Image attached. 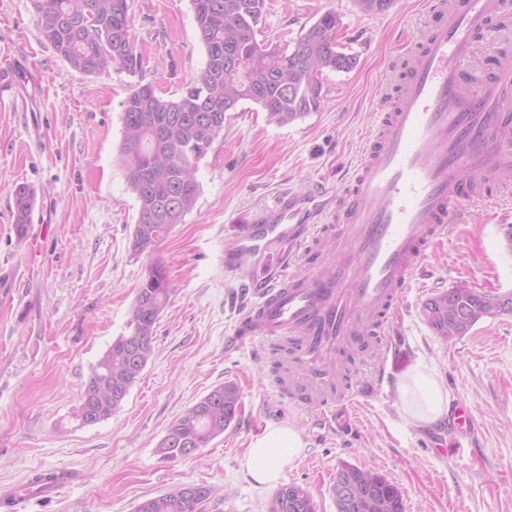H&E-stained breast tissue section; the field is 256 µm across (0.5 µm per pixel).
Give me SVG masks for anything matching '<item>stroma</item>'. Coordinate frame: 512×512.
I'll use <instances>...</instances> for the list:
<instances>
[{
  "instance_id": "obj_1",
  "label": "stroma",
  "mask_w": 512,
  "mask_h": 512,
  "mask_svg": "<svg viewBox=\"0 0 512 512\" xmlns=\"http://www.w3.org/2000/svg\"><path fill=\"white\" fill-rule=\"evenodd\" d=\"M128 5L140 70L87 76L44 42L30 0H0V68L13 70L28 101L24 112L0 106V494L21 493L23 512H135L147 498L203 483L213 489L206 512H267L275 490L254 482L242 460L267 427L289 425L304 448L279 484L303 486L316 512H336L331 486L343 463L396 484L406 512H512V314L483 319L449 343L421 314L428 297L460 280L512 291V251L503 244L512 198L474 208L425 257L389 324L399 360L381 372L359 369L376 392L361 400L356 430L318 426L277 388L273 356L231 343L254 301L248 275L224 271L240 218L286 190L344 189L368 152L378 98L396 94L404 80L391 61L406 39H418L426 0H396L371 15L355 0H267L258 40L285 46L333 11L357 65L325 73L321 108L294 124L269 122L249 101L228 113L199 163L192 210L139 256L131 250L138 203L118 161L121 104L139 83L176 98L204 67L205 48L190 0ZM21 184L34 191L41 216L23 239L13 217ZM156 263L171 292L153 355L109 419L81 424V387L126 332ZM418 364L474 416L459 447L444 453L432 443L447 439V421L424 427L402 412L397 381ZM228 381L240 391L237 420L195 457L165 459L158 445L172 422ZM39 471L63 473L53 494L29 492Z\"/></svg>"
}]
</instances>
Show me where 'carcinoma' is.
Wrapping results in <instances>:
<instances>
[{
	"mask_svg": "<svg viewBox=\"0 0 512 512\" xmlns=\"http://www.w3.org/2000/svg\"><path fill=\"white\" fill-rule=\"evenodd\" d=\"M43 40L75 71L98 75L114 66L134 71L135 53L128 0H31ZM395 0H356L364 14L389 11ZM205 47V67L181 94L166 99L150 83L135 85L122 102L125 129L119 161L138 202L132 252H150L182 223L198 192L195 173L224 129L227 113L240 103L259 105L268 120L289 125L317 111L323 100V74L344 72L355 56L340 49L339 18L321 14L303 27L290 46L270 47L256 38L266 0H191ZM34 195L26 185L14 192V224L27 233ZM170 295L163 267L154 264L134 301L126 333L112 341L80 392L82 424L112 416L139 379L153 354L157 320ZM422 316L442 341L466 335L492 316L484 291L465 281L427 298ZM240 412L237 385L226 382L186 409L167 429L158 450L164 458H187L186 449L204 448L224 434ZM333 483L347 485L352 499L332 492L336 512H405L400 488L384 475L343 463ZM212 497L206 484L179 486L143 500L137 512H204ZM267 512H316L313 499L297 484L280 487Z\"/></svg>",
	"mask_w": 512,
	"mask_h": 512,
	"instance_id": "obj_1",
	"label": "carcinoma"
}]
</instances>
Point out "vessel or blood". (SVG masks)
<instances>
[{
	"instance_id": "b4317fda",
	"label": "vessel or blood",
	"mask_w": 512,
	"mask_h": 512,
	"mask_svg": "<svg viewBox=\"0 0 512 512\" xmlns=\"http://www.w3.org/2000/svg\"><path fill=\"white\" fill-rule=\"evenodd\" d=\"M429 13L421 49L402 59L410 76L397 98H380L368 155L347 188L283 195L247 217L224 253L228 273L265 268L280 249L308 261L307 275L283 270L256 284L232 342L292 339L306 379L291 399L340 432L356 424V391L331 389L345 355L396 354L387 324L445 225L512 185V55H498L483 81L468 71L475 37L512 17V0H430Z\"/></svg>"
}]
</instances>
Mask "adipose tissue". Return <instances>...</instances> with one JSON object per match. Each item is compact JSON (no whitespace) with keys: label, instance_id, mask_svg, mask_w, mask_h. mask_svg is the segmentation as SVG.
<instances>
[{"label":"adipose tissue","instance_id":"ef3b65f1","mask_svg":"<svg viewBox=\"0 0 512 512\" xmlns=\"http://www.w3.org/2000/svg\"><path fill=\"white\" fill-rule=\"evenodd\" d=\"M403 413L424 425L440 421L448 412V393L435 374L416 366L403 373L398 382ZM303 447L298 432L290 426H270L252 439L243 460L247 473L262 485H274L281 468Z\"/></svg>","mask_w":512,"mask_h":512}]
</instances>
